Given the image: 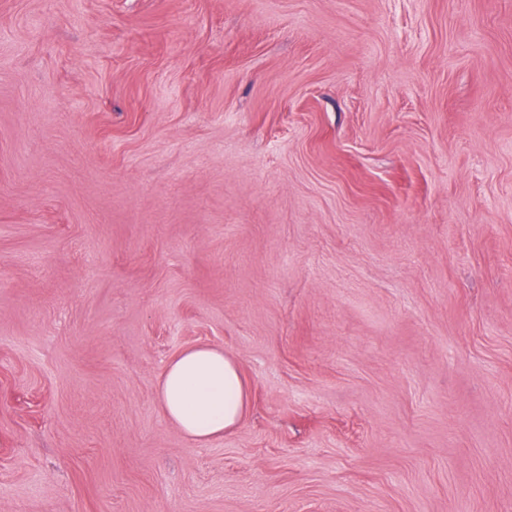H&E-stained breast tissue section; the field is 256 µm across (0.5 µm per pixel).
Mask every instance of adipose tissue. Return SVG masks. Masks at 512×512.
<instances>
[{
	"mask_svg": "<svg viewBox=\"0 0 512 512\" xmlns=\"http://www.w3.org/2000/svg\"><path fill=\"white\" fill-rule=\"evenodd\" d=\"M247 396L235 360L223 348L208 345L185 349L173 357L157 386L164 417L198 445L236 428Z\"/></svg>",
	"mask_w": 512,
	"mask_h": 512,
	"instance_id": "ef3b65f1",
	"label": "adipose tissue"
}]
</instances>
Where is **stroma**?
Masks as SVG:
<instances>
[{"label": "stroma", "instance_id": "stroma-1", "mask_svg": "<svg viewBox=\"0 0 512 512\" xmlns=\"http://www.w3.org/2000/svg\"><path fill=\"white\" fill-rule=\"evenodd\" d=\"M0 512H512V0H0ZM247 388L224 349L187 348L165 367L157 386L164 417L191 442L207 445L236 428L247 406Z\"/></svg>", "mask_w": 512, "mask_h": 512}]
</instances>
